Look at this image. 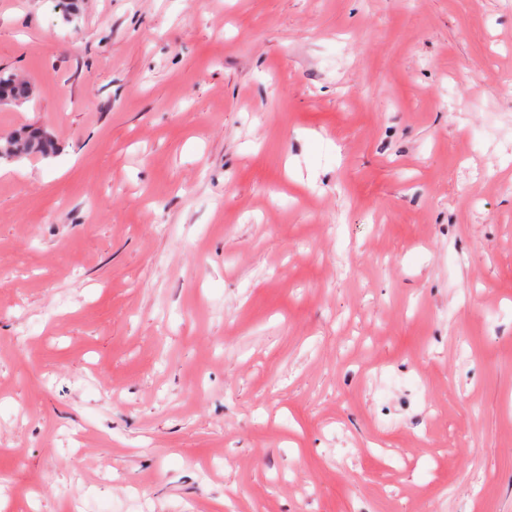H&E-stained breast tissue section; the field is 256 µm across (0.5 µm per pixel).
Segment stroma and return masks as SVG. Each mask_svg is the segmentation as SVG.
<instances>
[{
	"instance_id": "stroma-1",
	"label": "stroma",
	"mask_w": 512,
	"mask_h": 512,
	"mask_svg": "<svg viewBox=\"0 0 512 512\" xmlns=\"http://www.w3.org/2000/svg\"><path fill=\"white\" fill-rule=\"evenodd\" d=\"M0 512H512V0H0ZM32 96V88L14 75H0V105H21ZM54 151L50 136L39 128H25L0 143V159L15 161L31 155L46 156Z\"/></svg>"
}]
</instances>
